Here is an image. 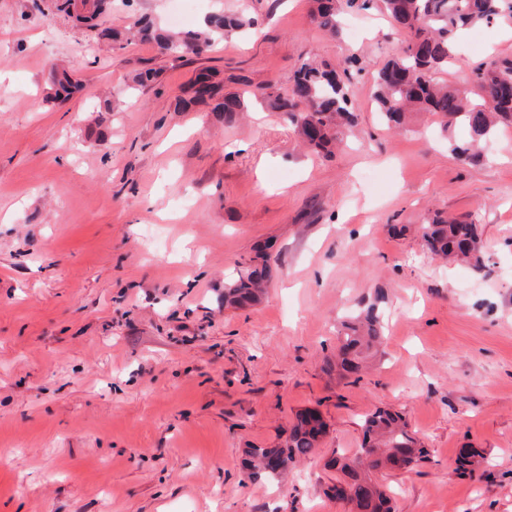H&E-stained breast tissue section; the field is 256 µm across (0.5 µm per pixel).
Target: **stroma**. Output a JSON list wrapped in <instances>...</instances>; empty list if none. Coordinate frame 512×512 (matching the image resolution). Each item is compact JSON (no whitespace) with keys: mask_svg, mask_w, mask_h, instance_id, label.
Masks as SVG:
<instances>
[{"mask_svg":"<svg viewBox=\"0 0 512 512\" xmlns=\"http://www.w3.org/2000/svg\"><path fill=\"white\" fill-rule=\"evenodd\" d=\"M311 0H197L253 24L197 57L153 42L114 49L57 0H0V512H348L324 496L332 452L358 448L364 416L401 412L430 451L390 471L396 512H512V127L461 163L414 114L381 124L375 71L406 35L379 11L333 37ZM171 0H112L101 27L167 26ZM464 34L439 82L512 59V26ZM359 60V118L335 156L307 151L260 108L235 124L180 109L194 76L228 92L288 89L308 59ZM82 84L49 99L50 67ZM160 72L128 93L130 75ZM112 110L97 117L103 95ZM469 214L484 267L425 253L435 211ZM270 244L261 300L224 305V285ZM383 294L385 344L360 381L325 369L340 317ZM318 410L319 448L277 482L252 480L248 448L283 443ZM479 449L483 475L454 473Z\"/></svg>","mask_w":512,"mask_h":512,"instance_id":"35a3bbf8","label":"stroma"}]
</instances>
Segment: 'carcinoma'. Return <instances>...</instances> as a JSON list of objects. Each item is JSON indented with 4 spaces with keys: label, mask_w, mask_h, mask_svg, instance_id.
Listing matches in <instances>:
<instances>
[{
    "label": "carcinoma",
    "mask_w": 512,
    "mask_h": 512,
    "mask_svg": "<svg viewBox=\"0 0 512 512\" xmlns=\"http://www.w3.org/2000/svg\"><path fill=\"white\" fill-rule=\"evenodd\" d=\"M312 18L317 26L333 34L347 8H375L390 16L407 31L402 53L378 71L376 102L381 118L389 127H401L409 109L429 112L439 120L441 133L448 136L450 153L466 162L482 158L480 143L494 137L502 126H512V97L499 96V89L512 84V60L482 64L475 69L471 84L441 86L432 74L448 68L458 36L505 15L512 18V0H315ZM246 22L234 16L216 14L204 26L185 33L169 34L149 20L135 24L142 40H154L179 59L186 52L200 54L214 42L241 31ZM52 99L66 100L81 90V84L66 73H53ZM221 81L211 71L200 72L193 83L191 103L212 106L224 114V122L236 121L247 111L249 100L239 94L220 95ZM262 102L281 113L293 125L304 144L315 152L332 153L356 124L347 84L329 63L305 61L297 69L292 89L282 92L268 86ZM460 125L469 139L459 141L448 135ZM421 239L433 256L467 262L473 270L484 266L485 244L477 224L467 218H449L436 213L421 225ZM268 256L262 267L249 265L224 286V306L243 308L256 303L263 290ZM339 344L330 365L341 378L359 375L367 360L379 351L383 325L378 302L344 317L337 331ZM363 440L352 454L338 450L328 465L340 474L325 494L336 497V489L346 485L343 498L351 512H392L388 488L371 478L383 470L417 466L428 460L424 448L407 421L398 413L377 408L362 421ZM326 433L320 413L308 409L300 413L284 444L277 448H250L245 465L248 476L277 481L298 459L313 454ZM479 452L463 448L455 460L454 472L473 476Z\"/></svg>",
    "instance_id": "cac0c4a2"
}]
</instances>
